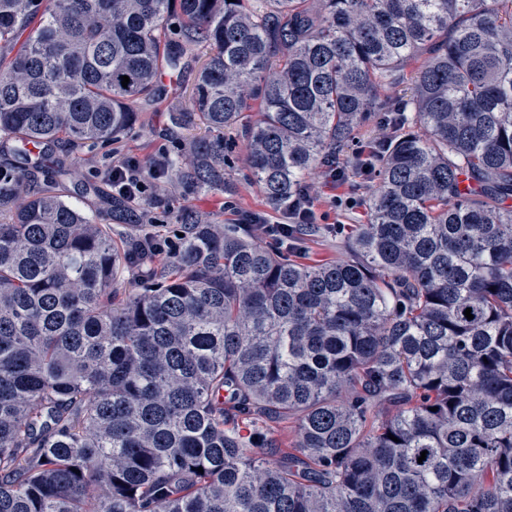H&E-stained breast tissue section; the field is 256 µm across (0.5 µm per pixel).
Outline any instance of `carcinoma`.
<instances>
[{"instance_id":"1","label":"carcinoma","mask_w":512,"mask_h":512,"mask_svg":"<svg viewBox=\"0 0 512 512\" xmlns=\"http://www.w3.org/2000/svg\"><path fill=\"white\" fill-rule=\"evenodd\" d=\"M197 47L199 192L241 142L278 210L399 128L344 258L192 210L163 256L48 188ZM1 151L0 512H512V0H0Z\"/></svg>"}]
</instances>
